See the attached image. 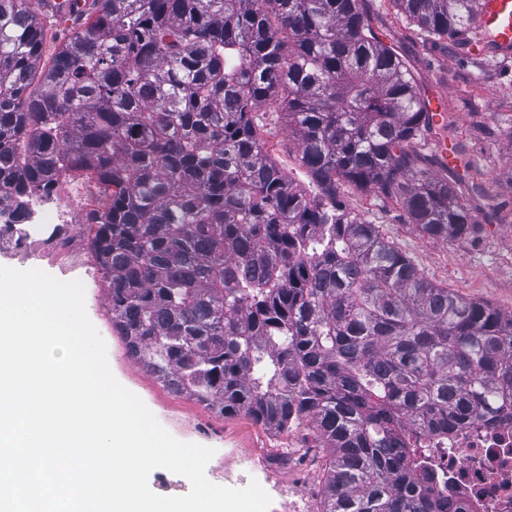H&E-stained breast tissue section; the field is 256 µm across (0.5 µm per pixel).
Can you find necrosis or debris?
Wrapping results in <instances>:
<instances>
[{
    "mask_svg": "<svg viewBox=\"0 0 512 512\" xmlns=\"http://www.w3.org/2000/svg\"><path fill=\"white\" fill-rule=\"evenodd\" d=\"M87 194L70 172L51 192L30 193L25 214L15 224H0V257L57 266L85 287H96L88 265ZM436 463L447 475L450 498L471 504L475 512H512V427L463 426L438 444Z\"/></svg>",
    "mask_w": 512,
    "mask_h": 512,
    "instance_id": "4bbe7bcc",
    "label": "necrosis or debris"
}]
</instances>
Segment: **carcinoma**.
<instances>
[{
	"label": "carcinoma",
	"mask_w": 512,
	"mask_h": 512,
	"mask_svg": "<svg viewBox=\"0 0 512 512\" xmlns=\"http://www.w3.org/2000/svg\"><path fill=\"white\" fill-rule=\"evenodd\" d=\"M427 41L484 42L481 0H390ZM30 0H0V217L69 171L103 204L90 238L112 328L170 393L329 453L320 512H470L435 449L512 425V312L427 278L340 186L423 237L477 229L484 189L435 173L437 125L366 0H92L41 65ZM275 102L312 186L269 155Z\"/></svg>",
	"instance_id": "carcinoma-1"
}]
</instances>
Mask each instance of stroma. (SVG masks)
I'll use <instances>...</instances> for the list:
<instances>
[{
	"mask_svg": "<svg viewBox=\"0 0 512 512\" xmlns=\"http://www.w3.org/2000/svg\"><path fill=\"white\" fill-rule=\"evenodd\" d=\"M372 25L383 42L393 44L411 65L423 91L438 95L447 114L441 137L449 151L465 150L471 170L468 179L482 183L486 196L474 210L477 233L448 241L420 236L407 224L399 206L369 194L341 187L339 199L363 213L379 233L432 281L495 307L512 311V210H496V202L512 201V182L499 175L512 165V55L476 53L458 58L446 41H423L408 28L391 0H368ZM261 129L265 147L296 182L310 177L300 165L294 144L282 129L275 105H267ZM87 314L107 345L115 378L139 396L158 421L177 439L213 448L206 467L209 481L235 486L241 457H266L269 451L303 440L308 431L279 432L243 414L219 416L195 401L168 392L135 364L112 328L106 290L86 301Z\"/></svg>",
	"mask_w": 512,
	"mask_h": 512,
	"instance_id": "stroma-1",
	"label": "stroma"
}]
</instances>
